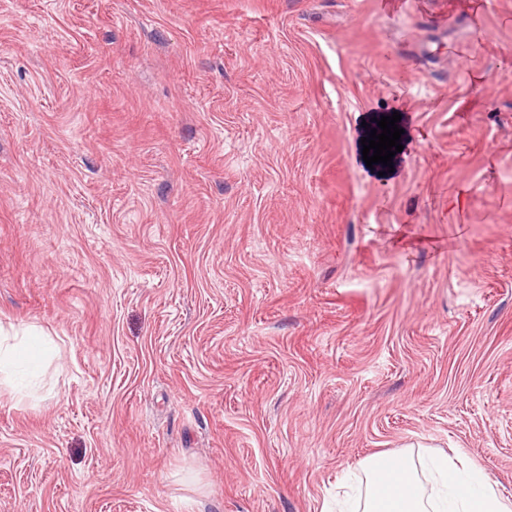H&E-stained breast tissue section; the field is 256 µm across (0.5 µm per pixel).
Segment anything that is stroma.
<instances>
[{"label":"stroma","instance_id":"obj_1","mask_svg":"<svg viewBox=\"0 0 512 512\" xmlns=\"http://www.w3.org/2000/svg\"><path fill=\"white\" fill-rule=\"evenodd\" d=\"M0 323L50 344L0 512H323L379 452L512 498V0H0Z\"/></svg>","mask_w":512,"mask_h":512}]
</instances>
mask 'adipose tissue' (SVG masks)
<instances>
[{
    "label": "adipose tissue",
    "mask_w": 512,
    "mask_h": 512,
    "mask_svg": "<svg viewBox=\"0 0 512 512\" xmlns=\"http://www.w3.org/2000/svg\"><path fill=\"white\" fill-rule=\"evenodd\" d=\"M41 350L38 333L0 327V374L24 361L36 363ZM430 465L439 491L428 503L418 491L415 467L405 456L368 457L362 465L366 488L361 512H512V499L496 493L481 471L459 470L444 454L431 456Z\"/></svg>",
    "instance_id": "obj_1"
}]
</instances>
